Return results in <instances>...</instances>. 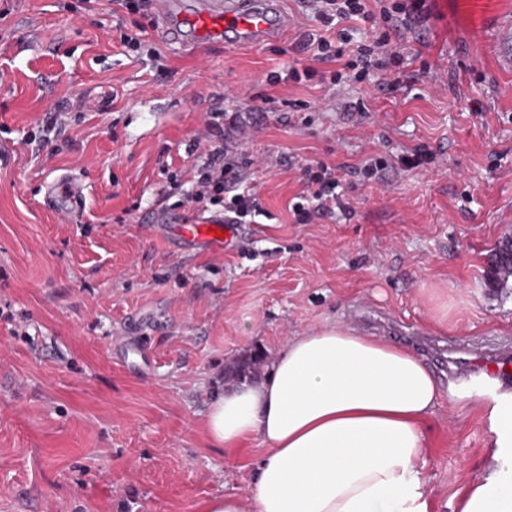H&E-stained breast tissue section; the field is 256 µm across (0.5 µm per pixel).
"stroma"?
<instances>
[{
    "mask_svg": "<svg viewBox=\"0 0 512 512\" xmlns=\"http://www.w3.org/2000/svg\"><path fill=\"white\" fill-rule=\"evenodd\" d=\"M426 3L428 20L392 38L402 83L381 90L281 82L310 61L299 0L286 39L196 52L112 0H0V512H200L247 496L262 449L215 447L207 404L238 359L324 323L393 344L512 339V285L487 282L512 238V70L482 43L512 23V0ZM135 33L136 52L121 41ZM218 93L266 215L212 252L180 224L224 215L187 200L206 157L189 143ZM84 95L106 108H74ZM416 151L427 163L401 167ZM371 156L388 162L378 183L359 173ZM313 161L335 167L351 209L296 224ZM65 177L86 187L75 213L45 200ZM435 377L428 512H456L489 472L493 404Z\"/></svg>",
    "mask_w": 512,
    "mask_h": 512,
    "instance_id": "obj_1",
    "label": "stroma"
}]
</instances>
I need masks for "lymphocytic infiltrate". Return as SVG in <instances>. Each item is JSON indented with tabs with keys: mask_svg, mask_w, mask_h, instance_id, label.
Listing matches in <instances>:
<instances>
[{
	"mask_svg": "<svg viewBox=\"0 0 512 512\" xmlns=\"http://www.w3.org/2000/svg\"><path fill=\"white\" fill-rule=\"evenodd\" d=\"M322 29L306 33L302 48L310 53L312 64L289 67L287 80L294 83L317 82L338 85L343 82L361 83L378 77L383 88H393L401 82L402 54L391 44V34L400 29H412L420 23L424 0H302ZM367 23L370 39L355 40L345 24L349 21ZM337 63V70L325 73L321 67ZM224 110L210 111L203 138L208 158L197 171L195 189L189 199L194 203L223 205L224 215L236 224L254 223L261 207L253 187L239 186V175L227 147L224 145ZM306 190L301 202L293 206L296 223H311L315 214L339 208L348 210L337 188L339 182L333 169L325 163L307 166L303 170Z\"/></svg>",
	"mask_w": 512,
	"mask_h": 512,
	"instance_id": "f902f5d3",
	"label": "lymphocytic infiltrate"
}]
</instances>
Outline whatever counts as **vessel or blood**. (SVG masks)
Instances as JSON below:
<instances>
[{
  "label": "vessel or blood",
  "instance_id": "b4317fda",
  "mask_svg": "<svg viewBox=\"0 0 512 512\" xmlns=\"http://www.w3.org/2000/svg\"><path fill=\"white\" fill-rule=\"evenodd\" d=\"M151 8L163 20L170 40L192 48L213 43L257 47L278 39L289 23L284 0H151ZM491 43L501 63L511 66L512 28H497ZM84 198V187L74 178L59 179L46 190L49 205L66 213L79 210ZM181 228L186 238L207 250L218 252L226 244L221 237L224 220L187 217ZM447 377L457 390L488 397L512 390V346L449 347Z\"/></svg>",
  "mask_w": 512,
  "mask_h": 512
}]
</instances>
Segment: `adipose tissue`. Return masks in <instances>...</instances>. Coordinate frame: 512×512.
Here are the masks:
<instances>
[{
    "instance_id": "1",
    "label": "adipose tissue",
    "mask_w": 512,
    "mask_h": 512,
    "mask_svg": "<svg viewBox=\"0 0 512 512\" xmlns=\"http://www.w3.org/2000/svg\"><path fill=\"white\" fill-rule=\"evenodd\" d=\"M441 396L409 348L340 323L292 337L263 379L209 403L214 445L255 441L263 456L247 497L218 495L202 512H427L423 423ZM496 432V466L458 512H512V407L498 410Z\"/></svg>"
}]
</instances>
